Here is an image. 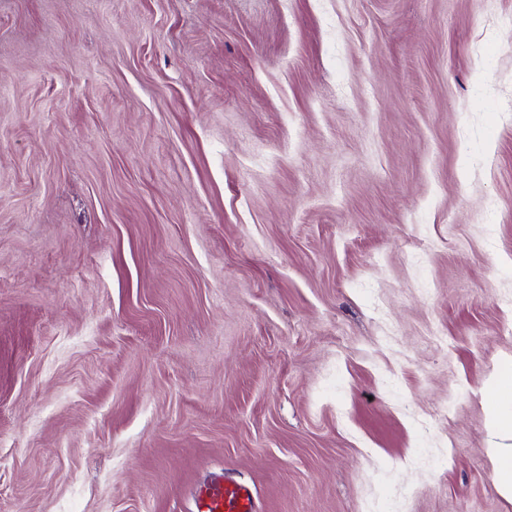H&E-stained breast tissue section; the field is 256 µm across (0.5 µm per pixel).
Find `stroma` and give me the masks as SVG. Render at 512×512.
<instances>
[{"label": "stroma", "mask_w": 512, "mask_h": 512, "mask_svg": "<svg viewBox=\"0 0 512 512\" xmlns=\"http://www.w3.org/2000/svg\"><path fill=\"white\" fill-rule=\"evenodd\" d=\"M512 0H0V512H512ZM486 409L489 418L490 431L494 436L501 434L507 427L511 429L510 416L506 420L505 408L512 406V363L502 368L499 374L493 376L483 390ZM512 444H495L486 448L493 464V475L499 493L512 500ZM194 512H255L254 494L243 483L218 477L200 489Z\"/></svg>", "instance_id": "stroma-1"}]
</instances>
